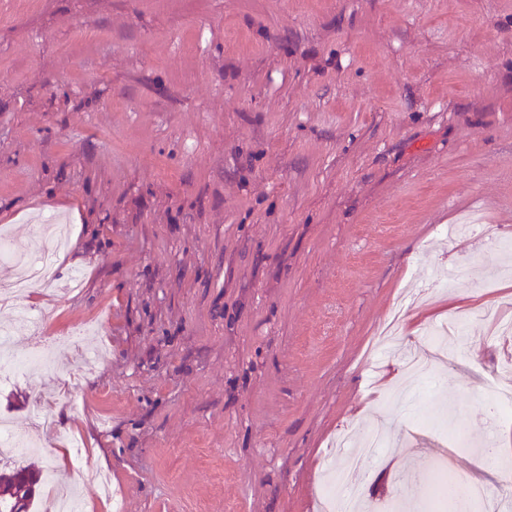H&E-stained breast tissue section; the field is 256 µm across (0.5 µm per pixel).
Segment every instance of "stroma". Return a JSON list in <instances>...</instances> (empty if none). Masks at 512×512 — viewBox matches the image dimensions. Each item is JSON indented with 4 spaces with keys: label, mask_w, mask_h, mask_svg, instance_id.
I'll return each instance as SVG.
<instances>
[{
    "label": "stroma",
    "mask_w": 512,
    "mask_h": 512,
    "mask_svg": "<svg viewBox=\"0 0 512 512\" xmlns=\"http://www.w3.org/2000/svg\"><path fill=\"white\" fill-rule=\"evenodd\" d=\"M467 215L512 239V0H0V230L24 253L69 224L85 284L30 303L50 337L104 327L0 389V417L30 434L35 396L76 384L34 462L86 512L73 435L123 512H319L332 440L377 425L411 452L369 464L368 512L440 466L512 485V419L488 427L481 394L512 338L479 317L512 275L481 237L439 242ZM465 263L375 349L405 285ZM453 310L468 338L443 361L427 330ZM409 354L425 380L379 403Z\"/></svg>",
    "instance_id": "35a3bbf8"
}]
</instances>
